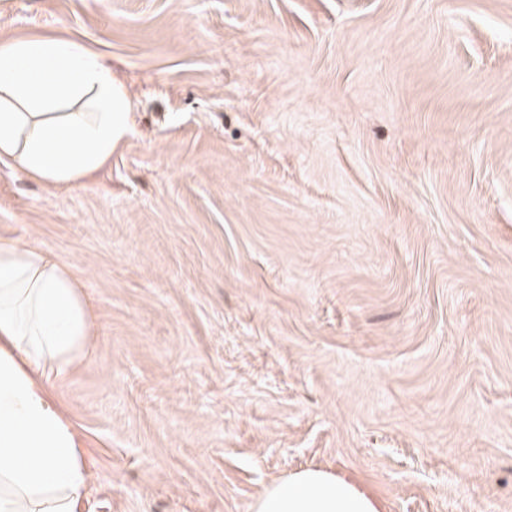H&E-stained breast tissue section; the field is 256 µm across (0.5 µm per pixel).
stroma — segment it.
<instances>
[{"label": "stroma", "instance_id": "35a3bbf8", "mask_svg": "<svg viewBox=\"0 0 512 512\" xmlns=\"http://www.w3.org/2000/svg\"><path fill=\"white\" fill-rule=\"evenodd\" d=\"M132 102L77 185L0 161V241L95 316L51 379L79 512H251L304 469L512 512V0H0Z\"/></svg>", "mask_w": 512, "mask_h": 512}]
</instances>
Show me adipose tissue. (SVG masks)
<instances>
[{
  "label": "adipose tissue",
  "instance_id": "adipose-tissue-1",
  "mask_svg": "<svg viewBox=\"0 0 512 512\" xmlns=\"http://www.w3.org/2000/svg\"><path fill=\"white\" fill-rule=\"evenodd\" d=\"M130 110L111 67L82 45L0 43V160L30 178H91L127 137ZM94 334L88 300L56 255L0 244V512H77L91 472L48 379L87 359ZM252 512H383V503L350 476L306 469L267 486Z\"/></svg>",
  "mask_w": 512,
  "mask_h": 512
}]
</instances>
